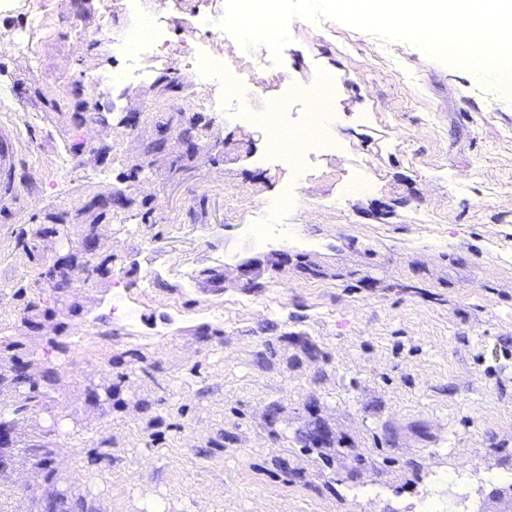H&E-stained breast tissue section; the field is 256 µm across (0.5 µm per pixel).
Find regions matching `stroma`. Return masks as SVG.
<instances>
[{"label": "stroma", "mask_w": 512, "mask_h": 512, "mask_svg": "<svg viewBox=\"0 0 512 512\" xmlns=\"http://www.w3.org/2000/svg\"><path fill=\"white\" fill-rule=\"evenodd\" d=\"M11 0L0 26L42 23L0 46V309L29 279L17 238L126 190L146 202L101 220L110 278L75 280L29 345L56 368L65 435L54 479L20 456L10 512H420L429 497L512 512V92L464 65L331 19L296 18L279 55L229 37L263 92L252 111L297 132L333 73L323 133L338 146L292 168L268 128L209 112L193 71L122 78L114 40L156 16L171 49L206 44L196 17L223 0ZM113 82L87 90L89 75ZM176 80L167 88L165 78ZM207 112L215 143L178 135L151 155L155 121ZM134 117L135 130L119 121ZM86 143L83 153L73 142ZM299 182L295 203L272 209ZM287 253L277 270L242 263ZM319 269L303 273L300 263ZM223 273L210 288L203 270ZM63 329L67 354L47 351ZM118 385L121 407L87 400ZM111 440L108 449L99 439Z\"/></svg>", "instance_id": "obj_1"}]
</instances>
